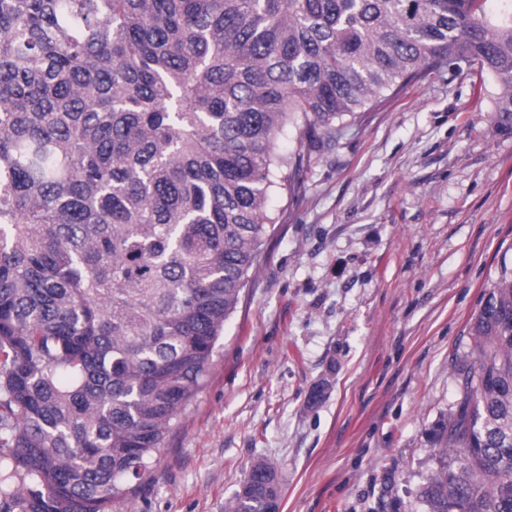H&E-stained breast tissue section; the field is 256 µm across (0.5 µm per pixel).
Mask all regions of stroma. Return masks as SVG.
Listing matches in <instances>:
<instances>
[{"label":"stroma","mask_w":512,"mask_h":512,"mask_svg":"<svg viewBox=\"0 0 512 512\" xmlns=\"http://www.w3.org/2000/svg\"><path fill=\"white\" fill-rule=\"evenodd\" d=\"M495 95L473 73L410 83L311 153L296 200L270 197L282 218L209 378L121 512H224L259 460L281 512H423L455 360L512 262V135Z\"/></svg>","instance_id":"1"}]
</instances>
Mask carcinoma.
<instances>
[{
	"instance_id": "carcinoma-1",
	"label": "carcinoma",
	"mask_w": 512,
	"mask_h": 512,
	"mask_svg": "<svg viewBox=\"0 0 512 512\" xmlns=\"http://www.w3.org/2000/svg\"><path fill=\"white\" fill-rule=\"evenodd\" d=\"M496 0H0V512H116L206 384L274 191L433 72L495 82ZM425 512H512V266L470 323ZM255 462L224 512H275Z\"/></svg>"
}]
</instances>
